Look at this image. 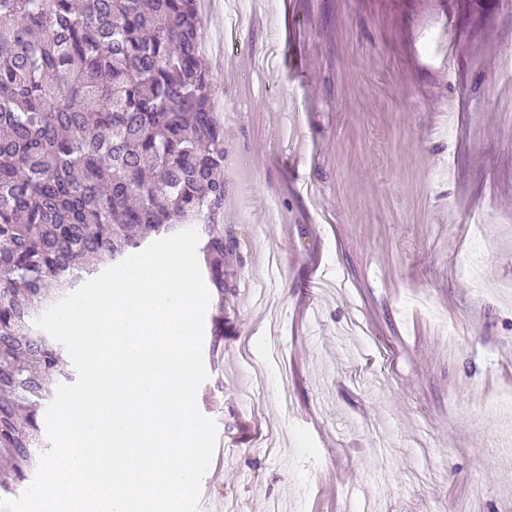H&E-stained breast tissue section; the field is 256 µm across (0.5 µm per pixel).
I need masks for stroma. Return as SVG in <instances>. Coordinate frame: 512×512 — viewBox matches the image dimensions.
<instances>
[{
	"mask_svg": "<svg viewBox=\"0 0 512 512\" xmlns=\"http://www.w3.org/2000/svg\"><path fill=\"white\" fill-rule=\"evenodd\" d=\"M196 7L230 249L199 512H512V0H251L230 45Z\"/></svg>",
	"mask_w": 512,
	"mask_h": 512,
	"instance_id": "obj_1",
	"label": "stroma"
}]
</instances>
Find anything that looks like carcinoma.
Masks as SVG:
<instances>
[{
	"mask_svg": "<svg viewBox=\"0 0 512 512\" xmlns=\"http://www.w3.org/2000/svg\"><path fill=\"white\" fill-rule=\"evenodd\" d=\"M196 0H0V492L29 486L67 354L35 320L194 227L224 336V128Z\"/></svg>",
	"mask_w": 512,
	"mask_h": 512,
	"instance_id": "carcinoma-1",
	"label": "carcinoma"
}]
</instances>
